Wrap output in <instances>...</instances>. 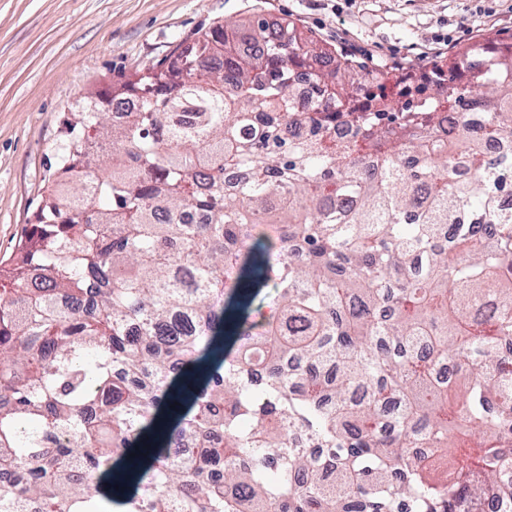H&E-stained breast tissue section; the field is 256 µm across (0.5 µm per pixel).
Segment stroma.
<instances>
[{"label": "stroma", "mask_w": 512, "mask_h": 512, "mask_svg": "<svg viewBox=\"0 0 512 512\" xmlns=\"http://www.w3.org/2000/svg\"><path fill=\"white\" fill-rule=\"evenodd\" d=\"M253 19L410 79L476 41L512 42V0H0V262L37 230L64 112Z\"/></svg>", "instance_id": "35a3bbf8"}]
</instances>
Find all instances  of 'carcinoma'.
<instances>
[{
	"mask_svg": "<svg viewBox=\"0 0 512 512\" xmlns=\"http://www.w3.org/2000/svg\"><path fill=\"white\" fill-rule=\"evenodd\" d=\"M236 33L123 80L112 100L143 99L123 121L63 120L38 232L0 268V466L26 469L0 512H512V153L485 154L512 144V43L396 99L293 25L253 24L255 52ZM184 424L220 446L170 457Z\"/></svg>",
	"mask_w": 512,
	"mask_h": 512,
	"instance_id": "cac0c4a2",
	"label": "carcinoma"
}]
</instances>
